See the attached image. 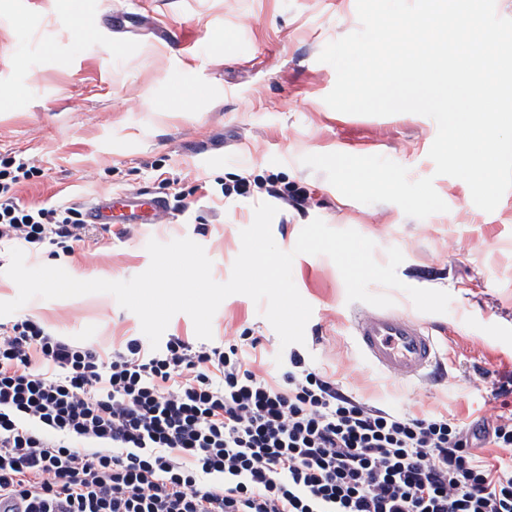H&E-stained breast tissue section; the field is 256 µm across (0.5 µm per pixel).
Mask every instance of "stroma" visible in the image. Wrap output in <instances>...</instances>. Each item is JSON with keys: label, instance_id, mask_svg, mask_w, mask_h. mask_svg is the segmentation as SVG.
Instances as JSON below:
<instances>
[{"label": "stroma", "instance_id": "1", "mask_svg": "<svg viewBox=\"0 0 512 512\" xmlns=\"http://www.w3.org/2000/svg\"><path fill=\"white\" fill-rule=\"evenodd\" d=\"M104 10L112 27L97 20ZM359 27L356 0H0V161L21 156L33 169L16 188L20 204L69 207L133 189L169 203L152 223L115 224L71 256L26 263L121 281L148 268L149 240L187 237L223 283L259 203L277 207L271 231L285 251L313 219L352 228L374 242L378 263L389 248L402 251L403 283L451 294L447 313L429 314L390 292L394 312L447 351L446 377L404 382L372 370L351 334L354 314L372 307L348 302L324 255L293 261L295 286L313 308L295 352L379 407L466 424L494 418V385L512 376V190L485 212L464 181L436 175L433 119L346 114L325 103L336 73L318 56ZM332 152L381 155L410 179L433 177L447 212L420 220L393 203L346 198L301 162ZM274 185L289 196H271ZM22 311L105 356L142 335L138 317L109 294L35 298ZM212 330L215 345L245 331L258 337L260 369L279 380V338L249 297H227Z\"/></svg>", "mask_w": 512, "mask_h": 512}]
</instances>
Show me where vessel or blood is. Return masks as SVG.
Instances as JSON below:
<instances>
[{"instance_id":"obj_1","label":"vessel or blood","mask_w":512,"mask_h":512,"mask_svg":"<svg viewBox=\"0 0 512 512\" xmlns=\"http://www.w3.org/2000/svg\"><path fill=\"white\" fill-rule=\"evenodd\" d=\"M164 197L148 199L128 193L121 197L101 195L84 207L89 224L147 223L148 212L163 210ZM354 336L367 363L382 372L406 381L429 380L441 363L434 336L416 320L393 312L372 313L355 317Z\"/></svg>"}]
</instances>
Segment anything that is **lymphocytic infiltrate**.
<instances>
[{
	"instance_id": "f902f5d3",
	"label": "lymphocytic infiltrate",
	"mask_w": 512,
	"mask_h": 512,
	"mask_svg": "<svg viewBox=\"0 0 512 512\" xmlns=\"http://www.w3.org/2000/svg\"><path fill=\"white\" fill-rule=\"evenodd\" d=\"M0 165V242L71 254L78 209L21 206ZM132 338L105 357L34 316L0 324V499L23 512H512V413L463 426L358 399L289 357L283 386L249 355Z\"/></svg>"
}]
</instances>
